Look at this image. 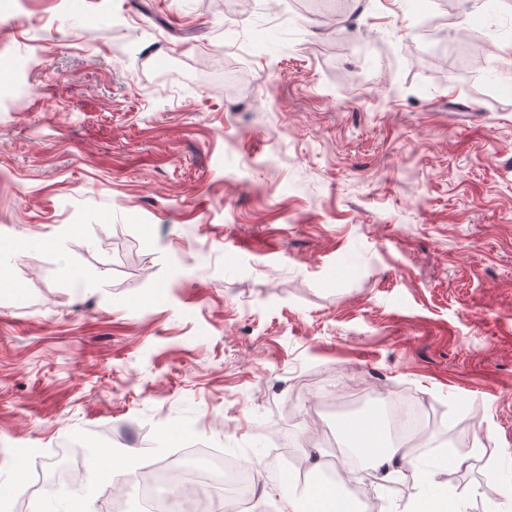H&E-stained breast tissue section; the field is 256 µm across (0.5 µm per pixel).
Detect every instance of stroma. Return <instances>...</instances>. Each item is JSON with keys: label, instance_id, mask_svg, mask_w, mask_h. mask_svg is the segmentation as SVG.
I'll list each match as a JSON object with an SVG mask.
<instances>
[{"label": "stroma", "instance_id": "1", "mask_svg": "<svg viewBox=\"0 0 512 512\" xmlns=\"http://www.w3.org/2000/svg\"><path fill=\"white\" fill-rule=\"evenodd\" d=\"M230 2L0 0V486L106 512L94 450L196 445L293 485L273 451L334 458L390 392L431 406L413 456L474 448L448 484L484 512L512 472V0ZM422 479L352 476L380 512Z\"/></svg>", "mask_w": 512, "mask_h": 512}]
</instances>
